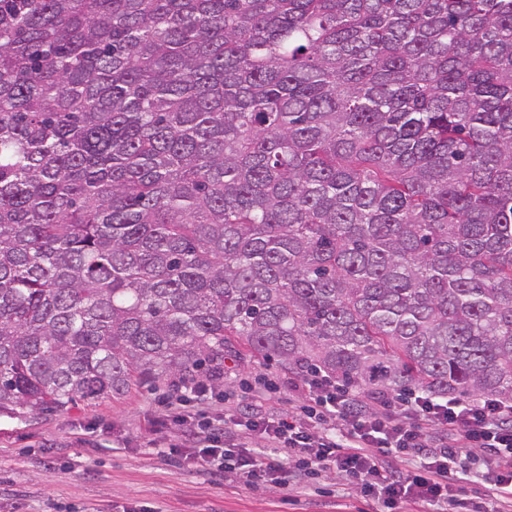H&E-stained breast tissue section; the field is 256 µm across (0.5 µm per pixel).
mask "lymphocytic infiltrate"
<instances>
[{
  "label": "lymphocytic infiltrate",
  "mask_w": 512,
  "mask_h": 512,
  "mask_svg": "<svg viewBox=\"0 0 512 512\" xmlns=\"http://www.w3.org/2000/svg\"><path fill=\"white\" fill-rule=\"evenodd\" d=\"M223 377L181 379L175 399L157 407L150 427L164 438L161 455L252 488L333 474L373 512H512V403L359 396L315 374L288 383L301 412L271 413L259 401L245 414L204 417ZM463 448L480 462L481 496H470L457 469Z\"/></svg>",
  "instance_id": "f902f5d3"
}]
</instances>
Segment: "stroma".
Segmentation results:
<instances>
[{
	"mask_svg": "<svg viewBox=\"0 0 512 512\" xmlns=\"http://www.w3.org/2000/svg\"><path fill=\"white\" fill-rule=\"evenodd\" d=\"M286 370L237 358L207 410L223 415L256 396L255 381ZM168 380L125 396L37 417L0 414V512H357L356 487L333 475L282 489H253L234 475L212 479L160 456L147 424Z\"/></svg>",
	"mask_w": 512,
	"mask_h": 512,
	"instance_id": "stroma-1",
	"label": "stroma"
}]
</instances>
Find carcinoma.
Masks as SVG:
<instances>
[{
  "label": "carcinoma",
  "instance_id": "carcinoma-1",
  "mask_svg": "<svg viewBox=\"0 0 512 512\" xmlns=\"http://www.w3.org/2000/svg\"><path fill=\"white\" fill-rule=\"evenodd\" d=\"M247 353L512 401V0H0V413Z\"/></svg>",
  "mask_w": 512,
  "mask_h": 512
}]
</instances>
